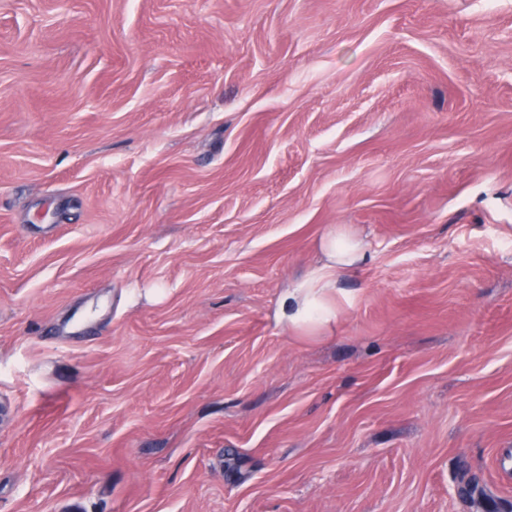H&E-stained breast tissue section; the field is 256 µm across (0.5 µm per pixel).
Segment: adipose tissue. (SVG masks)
I'll return each mask as SVG.
<instances>
[{
  "label": "adipose tissue",
  "mask_w": 512,
  "mask_h": 512,
  "mask_svg": "<svg viewBox=\"0 0 512 512\" xmlns=\"http://www.w3.org/2000/svg\"><path fill=\"white\" fill-rule=\"evenodd\" d=\"M319 249L320 263L280 292L274 318L285 329L306 334L331 331L338 317L336 283L343 273L367 259L362 238L342 225L326 228Z\"/></svg>",
  "instance_id": "1"
}]
</instances>
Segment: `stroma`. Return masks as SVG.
<instances>
[{
	"label": "stroma",
	"instance_id": "1",
	"mask_svg": "<svg viewBox=\"0 0 512 512\" xmlns=\"http://www.w3.org/2000/svg\"><path fill=\"white\" fill-rule=\"evenodd\" d=\"M0 512H512V0H0ZM319 249L321 262L280 292L274 318L287 330L305 334L331 331L338 317L336 283L339 277L368 259L362 238L343 225L327 227Z\"/></svg>",
	"mask_w": 512,
	"mask_h": 512
}]
</instances>
